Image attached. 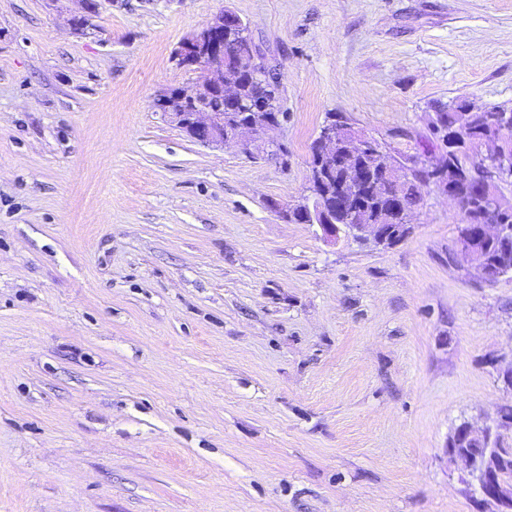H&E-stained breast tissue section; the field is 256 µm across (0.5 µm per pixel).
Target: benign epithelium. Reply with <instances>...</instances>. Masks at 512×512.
Listing matches in <instances>:
<instances>
[{
    "mask_svg": "<svg viewBox=\"0 0 512 512\" xmlns=\"http://www.w3.org/2000/svg\"><path fill=\"white\" fill-rule=\"evenodd\" d=\"M76 2L78 11L71 17V22L74 29L81 31L114 0ZM227 32L246 36L249 27L236 13L226 10L187 38L176 53L178 65L201 72L202 80L191 94L181 89L159 93L153 106L198 144L217 148L235 144L253 158L275 156L280 151V143L269 133L279 128L280 119L262 118L269 109L265 100L243 103L235 76L228 71L236 65L261 83L267 75L266 67L257 53L249 57L240 56L237 44L224 38ZM364 151H372L371 140L366 136L350 126L340 130L334 123L324 125L319 133L318 155L309 166L307 194L292 211L300 213L301 223L319 225L328 240L336 239L340 232L348 229L360 241L371 238L380 245H387L389 241L381 225L364 223L356 211L345 224H338L333 219L336 207H347L361 188L356 157ZM495 160L497 174L485 184V195L492 202L496 215H511L512 198L502 194L500 185L512 180V155L497 154ZM333 172L342 173V181L337 189L322 191L321 187L328 183L327 176ZM457 251L475 263L483 277L490 276L491 269L478 248L477 240L462 239ZM459 436L476 444L495 440L491 429L478 433L468 423L456 427L448 442L457 440ZM453 458L464 462L467 474L476 481L483 496L507 509L512 508V485L502 479L495 462L464 453H455Z\"/></svg>",
    "mask_w": 512,
    "mask_h": 512,
    "instance_id": "benign-epithelium-1",
    "label": "benign epithelium"
}]
</instances>
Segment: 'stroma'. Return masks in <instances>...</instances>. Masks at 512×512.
Wrapping results in <instances>:
<instances>
[{
    "label": "stroma",
    "instance_id": "stroma-1",
    "mask_svg": "<svg viewBox=\"0 0 512 512\" xmlns=\"http://www.w3.org/2000/svg\"><path fill=\"white\" fill-rule=\"evenodd\" d=\"M0 0V512H501L448 456L512 406V274L286 205L340 112L404 163L435 105L512 107V0ZM248 24L286 118L254 159L153 108L181 42ZM78 2V11L71 17L75 30H84L91 23L93 17H97L103 10L112 6L115 0H74ZM458 436H461L463 438L457 440ZM464 438L476 444L493 442L496 439L495 435H493L492 430L490 428H486L482 432L478 433L473 429V427L470 424L464 423L456 427L453 433L450 435L448 439V446H450V444L453 441L457 440V443L453 444L452 446V448H454L453 451L460 452L465 451L466 448H482L480 446H475L469 442H466Z\"/></svg>",
    "mask_w": 512,
    "mask_h": 512
}]
</instances>
